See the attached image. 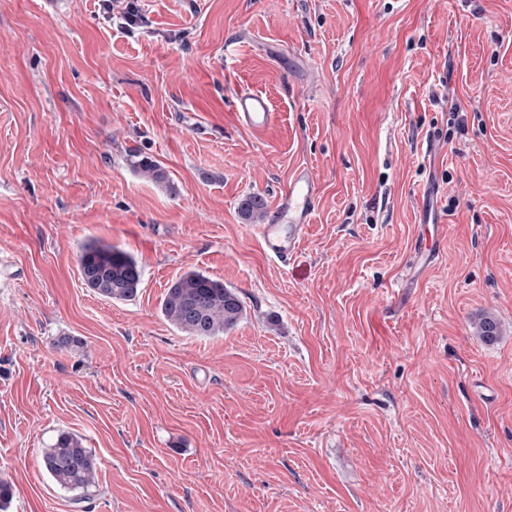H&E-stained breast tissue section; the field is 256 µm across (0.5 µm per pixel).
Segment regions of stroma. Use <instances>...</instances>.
Listing matches in <instances>:
<instances>
[{
	"instance_id": "35a3bbf8",
	"label": "stroma",
	"mask_w": 512,
	"mask_h": 512,
	"mask_svg": "<svg viewBox=\"0 0 512 512\" xmlns=\"http://www.w3.org/2000/svg\"><path fill=\"white\" fill-rule=\"evenodd\" d=\"M138 9L127 32L100 0H0L8 512H512V0ZM240 87L270 96L264 134L239 125ZM300 166L320 196L284 266L238 204ZM93 240L136 258L135 298L83 285ZM190 270L241 297L224 335L162 315ZM63 431L96 455L90 501L42 472ZM133 167L140 170L146 177L159 186L172 189V179L165 166L149 157L132 161Z\"/></svg>"
}]
</instances>
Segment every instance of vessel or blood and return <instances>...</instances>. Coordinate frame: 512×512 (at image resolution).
<instances>
[{
    "mask_svg": "<svg viewBox=\"0 0 512 512\" xmlns=\"http://www.w3.org/2000/svg\"><path fill=\"white\" fill-rule=\"evenodd\" d=\"M234 110L238 122L253 132L267 129L278 117L266 93L248 88L236 91ZM319 193V182L308 167L293 171L268 220L257 227L262 248L271 259L285 264L297 253Z\"/></svg>",
    "mask_w": 512,
    "mask_h": 512,
    "instance_id": "vessel-or-blood-1",
    "label": "vessel or blood"
}]
</instances>
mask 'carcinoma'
I'll return each instance as SVG.
<instances>
[{"label":"carcinoma","mask_w":512,"mask_h":512,"mask_svg":"<svg viewBox=\"0 0 512 512\" xmlns=\"http://www.w3.org/2000/svg\"><path fill=\"white\" fill-rule=\"evenodd\" d=\"M133 167L159 186L172 188L169 171L162 164L143 157ZM264 200L256 195L244 198L240 211L251 221L262 216ZM78 266L84 285L117 301L134 298L142 282V268L133 255L112 244L92 241L80 251ZM164 317L189 336L213 337L234 326L243 316L239 296L224 282L190 270L168 288L161 304ZM41 467L48 480L81 502L97 483V462L83 438L70 432L58 434L43 450Z\"/></svg>","instance_id":"obj_1"}]
</instances>
